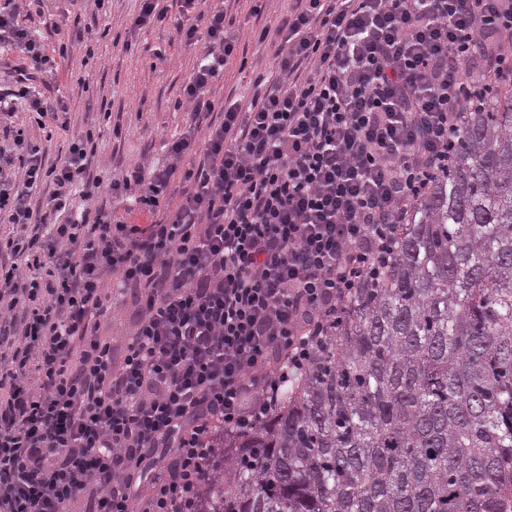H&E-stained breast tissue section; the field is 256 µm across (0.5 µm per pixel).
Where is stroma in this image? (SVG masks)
<instances>
[{
    "label": "stroma",
    "instance_id": "1",
    "mask_svg": "<svg viewBox=\"0 0 512 512\" xmlns=\"http://www.w3.org/2000/svg\"><path fill=\"white\" fill-rule=\"evenodd\" d=\"M164 4L168 22L133 33L130 21L139 11V0H112L111 13L93 24L99 34L93 57L75 49L58 80L75 119L95 121L93 173L102 181L142 160H163L164 141L185 128L182 87L198 52L176 38L172 21L179 15V0ZM289 5V0H233L229 31L237 53L217 82L224 101H243L256 75L270 71L273 51L258 37L262 28L275 27Z\"/></svg>",
    "mask_w": 512,
    "mask_h": 512
}]
</instances>
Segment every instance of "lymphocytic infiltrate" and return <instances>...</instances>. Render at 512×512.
Masks as SVG:
<instances>
[{
    "label": "lymphocytic infiltrate",
    "mask_w": 512,
    "mask_h": 512,
    "mask_svg": "<svg viewBox=\"0 0 512 512\" xmlns=\"http://www.w3.org/2000/svg\"><path fill=\"white\" fill-rule=\"evenodd\" d=\"M180 0L202 44L183 86L189 126L164 165L90 173L94 133L70 131L53 82L93 27L48 47L0 5V45L24 61L0 85V512H195L220 457L390 257L398 227L451 160L468 112L512 84V0H291L273 82L247 108L212 84L233 55L223 6ZM124 197L150 224L116 215ZM128 298L121 365L97 318Z\"/></svg>",
    "instance_id": "lymphocytic-infiltrate-1"
}]
</instances>
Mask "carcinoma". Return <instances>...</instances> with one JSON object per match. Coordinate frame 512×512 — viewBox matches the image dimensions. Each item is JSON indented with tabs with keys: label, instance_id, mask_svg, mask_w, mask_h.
<instances>
[{
	"label": "carcinoma",
	"instance_id": "cac0c4a2",
	"mask_svg": "<svg viewBox=\"0 0 512 512\" xmlns=\"http://www.w3.org/2000/svg\"><path fill=\"white\" fill-rule=\"evenodd\" d=\"M512 498V88L468 115L395 253L197 512H503Z\"/></svg>",
	"mask_w": 512,
	"mask_h": 512
}]
</instances>
